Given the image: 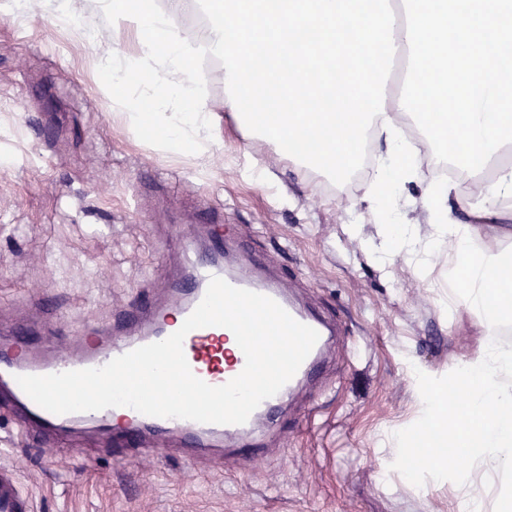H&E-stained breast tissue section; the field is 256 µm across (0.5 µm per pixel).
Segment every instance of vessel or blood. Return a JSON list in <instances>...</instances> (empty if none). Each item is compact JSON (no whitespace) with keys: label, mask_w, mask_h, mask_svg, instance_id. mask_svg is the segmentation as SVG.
Here are the masks:
<instances>
[{"label":"vessel or blood","mask_w":512,"mask_h":512,"mask_svg":"<svg viewBox=\"0 0 512 512\" xmlns=\"http://www.w3.org/2000/svg\"><path fill=\"white\" fill-rule=\"evenodd\" d=\"M207 245L193 246L195 232L186 239L187 260L181 273L172 279L160 300L143 297L139 303L104 331L91 330L75 354H61L38 341L45 334V322L21 325L11 334L0 333V404L12 409L20 432L41 445L84 432L97 433L104 444L120 438L141 452H157L163 446L186 449L189 458L213 454L218 448H240L246 458L261 453L262 435L277 431L280 415L289 395L310 381L323 363V354L334 330L318 311L300 307L289 295L287 285L261 274V262L247 255L241 262L231 261L225 249L236 238L237 227L219 220L207 223ZM219 277L230 285L250 290L275 300L296 321L310 326L318 340L296 374L252 412L243 424L199 423L186 419L160 418L139 413L129 407L100 411L54 414L38 406L16 381L20 375H48L70 370L97 368L138 347L165 340L175 331V318H187L202 301L211 278ZM229 329L220 326L197 328L183 342L185 357L192 372L212 386L226 384L245 366L242 351L228 348ZM0 512H32V504L20 489L18 476L0 467Z\"/></svg>","instance_id":"1"}]
</instances>
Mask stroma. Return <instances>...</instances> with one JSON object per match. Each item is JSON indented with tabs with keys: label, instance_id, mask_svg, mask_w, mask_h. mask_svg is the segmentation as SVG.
<instances>
[{
	"label": "stroma",
	"instance_id": "obj_1",
	"mask_svg": "<svg viewBox=\"0 0 512 512\" xmlns=\"http://www.w3.org/2000/svg\"><path fill=\"white\" fill-rule=\"evenodd\" d=\"M89 0L70 25L28 0L0 11V328L41 306L65 351L143 293L160 292L184 253L177 234L205 202L263 253L302 303L336 319L321 376L288 400L286 423L244 464L191 462L180 449L128 458L91 439L39 446L0 411V466L33 512H458L456 465L402 467L427 421L423 393L475 356L485 330L448 298L447 261L429 278L366 254L380 227L358 208L364 178L341 184L294 165L224 121L207 164L164 151L113 115L103 57L128 56ZM271 170L284 192L258 184ZM361 222V237L346 224Z\"/></svg>",
	"mask_w": 512,
	"mask_h": 512
}]
</instances>
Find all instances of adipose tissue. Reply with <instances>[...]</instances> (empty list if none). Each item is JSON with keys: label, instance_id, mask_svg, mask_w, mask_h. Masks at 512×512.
Wrapping results in <instances>:
<instances>
[{"label": "adipose tissue", "instance_id": "adipose-tissue-1", "mask_svg": "<svg viewBox=\"0 0 512 512\" xmlns=\"http://www.w3.org/2000/svg\"><path fill=\"white\" fill-rule=\"evenodd\" d=\"M112 24L114 42L134 41L131 57L113 58L106 69L116 116L128 130L150 129L168 149H187L207 160L223 143L224 119L232 117L247 136L292 154L294 162L329 182L345 181L361 149L378 152L361 198L383 230L379 267L400 256L425 275L448 261V284L485 326L486 342L472 359L457 360L449 379L457 390L447 406L436 390L424 399L431 414L447 422L445 444L459 451L484 482L461 478L460 512H512V499L490 498L488 477L512 475V346L498 339L511 313L494 293L512 279V251L501 248L512 223V83L505 62L487 52L472 27L480 20L504 44H512V0H221L207 6V22L194 33L181 26L187 0H95ZM348 32L359 49L385 46L370 68H361L349 46L331 39ZM259 57H252L253 48ZM357 48V49H358ZM211 56L224 63V109L202 95L193 63ZM289 57L292 67L278 62ZM345 62L336 82L328 60ZM435 67L446 81L429 98L419 89L421 73ZM333 101L323 105V90ZM285 97L289 109L273 105ZM451 102L459 120L434 111ZM418 136L409 139L407 128ZM315 132L313 152L296 155L295 139ZM451 169V180L422 178L423 163ZM421 185L420 202L432 231L421 238L404 219L406 187Z\"/></svg>", "mask_w": 512, "mask_h": 512}]
</instances>
